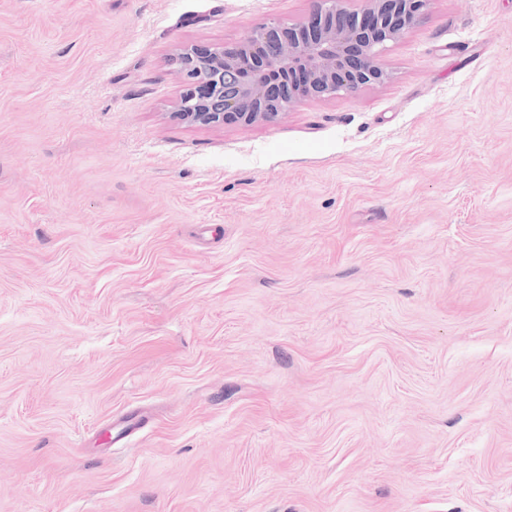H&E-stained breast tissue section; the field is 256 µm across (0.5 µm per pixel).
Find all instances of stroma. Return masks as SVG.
<instances>
[{"label": "stroma", "mask_w": 512, "mask_h": 512, "mask_svg": "<svg viewBox=\"0 0 512 512\" xmlns=\"http://www.w3.org/2000/svg\"><path fill=\"white\" fill-rule=\"evenodd\" d=\"M311 0H0V512H512V0L383 86L174 119Z\"/></svg>", "instance_id": "stroma-1"}]
</instances>
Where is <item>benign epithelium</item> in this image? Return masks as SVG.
Instances as JSON below:
<instances>
[{"instance_id": "benign-epithelium-1", "label": "benign epithelium", "mask_w": 512, "mask_h": 512, "mask_svg": "<svg viewBox=\"0 0 512 512\" xmlns=\"http://www.w3.org/2000/svg\"><path fill=\"white\" fill-rule=\"evenodd\" d=\"M430 0H312L303 23L270 19L235 44L181 46L172 55L183 92L174 117L189 125L271 124L307 99L390 82V42L413 29Z\"/></svg>"}]
</instances>
